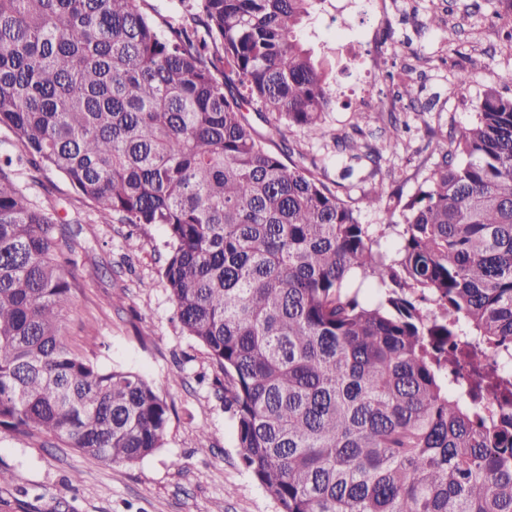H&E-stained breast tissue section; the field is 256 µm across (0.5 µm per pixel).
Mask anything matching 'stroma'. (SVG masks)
Wrapping results in <instances>:
<instances>
[{"label":"stroma","instance_id":"obj_1","mask_svg":"<svg viewBox=\"0 0 512 512\" xmlns=\"http://www.w3.org/2000/svg\"><path fill=\"white\" fill-rule=\"evenodd\" d=\"M436 15L443 26L433 25ZM511 28L512 9L503 0H361L339 16L322 2L307 35L348 66L331 86L336 102L325 116V137L310 141L293 131L288 138L304 160L325 161L331 179L342 180L362 223H400V215L367 206L366 196L381 183L407 198L418 192L429 170L428 129L457 136L475 122L483 91L512 69V43L504 38ZM409 79L422 86L415 109L394 96L395 84ZM356 108L368 113L363 131L370 142L391 121L405 127L380 173L336 150L353 134ZM0 155L15 160L20 188L71 226L66 344L99 366L146 376L175 407L163 447L131 465L101 462L40 433L0 429V512H279L240 464L233 424L215 395L223 373L177 322L160 276L162 230L104 222L63 175L34 171L16 134L3 126ZM130 235L137 250L125 247Z\"/></svg>","mask_w":512,"mask_h":512}]
</instances>
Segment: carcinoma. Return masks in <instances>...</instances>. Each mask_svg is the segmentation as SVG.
Returning <instances> with one entry per match:
<instances>
[{"label": "carcinoma", "instance_id": "carcinoma-1", "mask_svg": "<svg viewBox=\"0 0 512 512\" xmlns=\"http://www.w3.org/2000/svg\"><path fill=\"white\" fill-rule=\"evenodd\" d=\"M0 0V127L104 221L158 225L181 330L223 371L241 464L279 512H512V96L486 89L408 200L361 223L324 164L244 105L322 135L340 61L304 37L321 0ZM385 145L341 142L377 164ZM70 236L0 159V428L101 462L162 448L171 406L64 342Z\"/></svg>", "mask_w": 512, "mask_h": 512}]
</instances>
